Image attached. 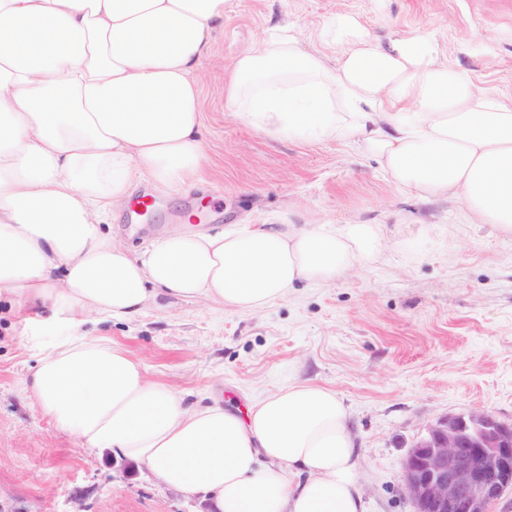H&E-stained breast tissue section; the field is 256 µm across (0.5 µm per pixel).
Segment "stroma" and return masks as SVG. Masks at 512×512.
Returning <instances> with one entry per match:
<instances>
[{"instance_id":"stroma-1","label":"stroma","mask_w":512,"mask_h":512,"mask_svg":"<svg viewBox=\"0 0 512 512\" xmlns=\"http://www.w3.org/2000/svg\"><path fill=\"white\" fill-rule=\"evenodd\" d=\"M339 10L382 40L425 27L480 88L512 95V0H230L195 74L202 182L169 194L137 184L156 205L137 220L113 213V238L142 246L229 224H378L387 246L254 312L162 297L85 330L191 402L241 409L294 382L335 390L357 433L364 512H413L402 463L428 425L470 411L512 422V235L478 223L453 194L398 185L355 145L273 140L228 108L231 64L268 27L288 20L308 32ZM191 201L209 208L206 220L188 221ZM16 321L0 312V512H211L208 500L60 431L26 387L36 358Z\"/></svg>"}]
</instances>
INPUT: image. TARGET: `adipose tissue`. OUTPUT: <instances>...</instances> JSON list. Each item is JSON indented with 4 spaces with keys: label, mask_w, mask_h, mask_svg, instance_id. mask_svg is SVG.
Segmentation results:
<instances>
[{
    "label": "adipose tissue",
    "mask_w": 512,
    "mask_h": 512,
    "mask_svg": "<svg viewBox=\"0 0 512 512\" xmlns=\"http://www.w3.org/2000/svg\"><path fill=\"white\" fill-rule=\"evenodd\" d=\"M229 0H0V297L38 312L27 376L57 428L149 467L215 512H363L356 437L327 387L246 411L190 404L120 345L83 333L159 294L251 312L386 247L377 224H232L134 251L104 217L136 181L170 193L206 158L192 74ZM423 28L375 39L338 11L268 28L233 61L228 102L266 137L352 143L399 185L459 196L512 235V101L480 89Z\"/></svg>",
    "instance_id": "ef3b65f1"
}]
</instances>
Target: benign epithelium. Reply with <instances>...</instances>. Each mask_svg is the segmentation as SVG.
I'll use <instances>...</instances> for the list:
<instances>
[{
	"instance_id": "benign-epithelium-1",
	"label": "benign epithelium",
	"mask_w": 512,
	"mask_h": 512,
	"mask_svg": "<svg viewBox=\"0 0 512 512\" xmlns=\"http://www.w3.org/2000/svg\"><path fill=\"white\" fill-rule=\"evenodd\" d=\"M414 512H492L512 489V425L485 412L430 425L404 460Z\"/></svg>"
}]
</instances>
